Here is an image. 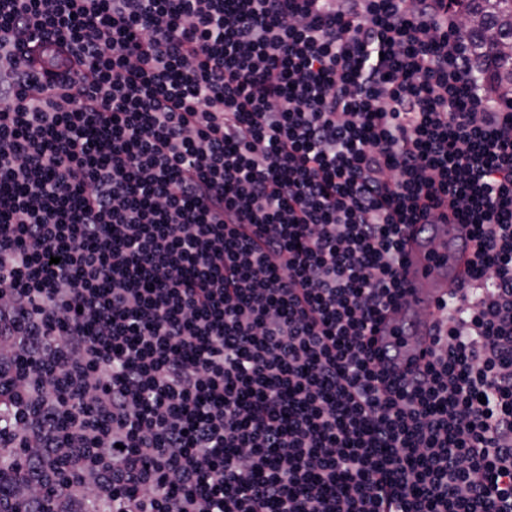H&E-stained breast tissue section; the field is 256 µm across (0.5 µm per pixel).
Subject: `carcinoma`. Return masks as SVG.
<instances>
[{"instance_id":"obj_1","label":"carcinoma","mask_w":512,"mask_h":512,"mask_svg":"<svg viewBox=\"0 0 512 512\" xmlns=\"http://www.w3.org/2000/svg\"><path fill=\"white\" fill-rule=\"evenodd\" d=\"M467 17L461 37L476 75L494 98L512 89V0H458Z\"/></svg>"}]
</instances>
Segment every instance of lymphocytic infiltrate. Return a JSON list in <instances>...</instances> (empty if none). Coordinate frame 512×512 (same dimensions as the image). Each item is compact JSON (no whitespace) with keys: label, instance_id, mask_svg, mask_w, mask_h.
I'll use <instances>...</instances> for the list:
<instances>
[{"label":"lymphocytic infiltrate","instance_id":"1","mask_svg":"<svg viewBox=\"0 0 512 512\" xmlns=\"http://www.w3.org/2000/svg\"><path fill=\"white\" fill-rule=\"evenodd\" d=\"M463 25L453 0H0L26 512H512V110ZM443 210L467 277L392 374L375 328Z\"/></svg>","mask_w":512,"mask_h":512}]
</instances>
